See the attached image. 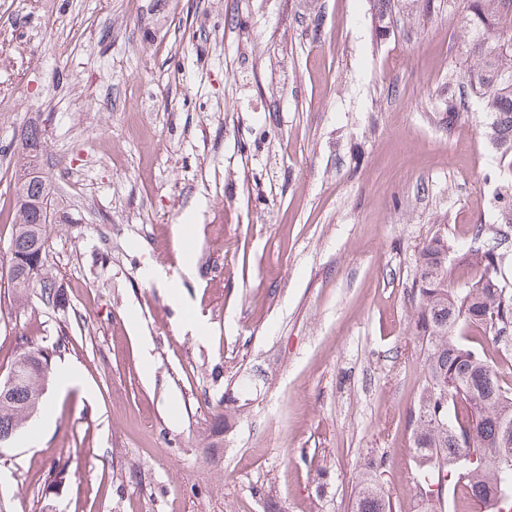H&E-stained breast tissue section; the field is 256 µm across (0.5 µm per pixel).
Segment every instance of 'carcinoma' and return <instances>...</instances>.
<instances>
[{
    "label": "carcinoma",
    "instance_id": "cac0c4a2",
    "mask_svg": "<svg viewBox=\"0 0 512 512\" xmlns=\"http://www.w3.org/2000/svg\"><path fill=\"white\" fill-rule=\"evenodd\" d=\"M468 20L476 24L478 62L465 72L464 88L482 101L491 115V139L512 156V47L499 49L498 38L512 37V0H466ZM51 202L46 182L29 184L16 199L10 245L17 257L37 254V238L47 234L55 209L28 207ZM498 216L476 224L474 236L490 232L496 245L467 255L474 275L453 288L448 264V233L433 231L424 242L411 290L413 324L422 371L418 394L406 413L405 460L414 496L422 512H512V282L502 274L508 241L502 227L512 226V161L499 177ZM19 293L39 292L46 303L61 301L54 284L28 283L8 277ZM48 365L35 360L17 368L9 402L0 401V436L15 435L19 423L43 399ZM389 452L368 459L352 512H395L382 483Z\"/></svg>",
    "mask_w": 512,
    "mask_h": 512
}]
</instances>
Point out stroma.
Here are the masks:
<instances>
[{"mask_svg":"<svg viewBox=\"0 0 512 512\" xmlns=\"http://www.w3.org/2000/svg\"><path fill=\"white\" fill-rule=\"evenodd\" d=\"M435 2L0 0V198L40 127L63 295L0 278V376L19 340H59L52 369L86 383L48 384L0 448V512H268L267 484L279 512H350L416 395L422 244L446 231L460 266L496 218L479 101L442 124L475 32L463 0Z\"/></svg>","mask_w":512,"mask_h":512,"instance_id":"stroma-1","label":"stroma"}]
</instances>
